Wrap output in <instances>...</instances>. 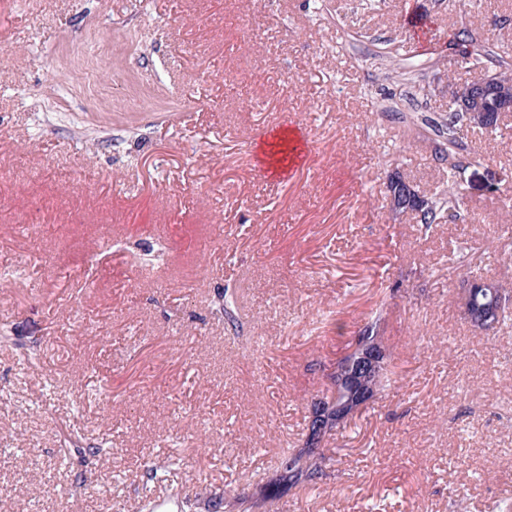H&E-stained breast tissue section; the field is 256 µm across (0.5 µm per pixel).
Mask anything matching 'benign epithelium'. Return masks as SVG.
<instances>
[{
  "mask_svg": "<svg viewBox=\"0 0 512 512\" xmlns=\"http://www.w3.org/2000/svg\"><path fill=\"white\" fill-rule=\"evenodd\" d=\"M492 85V75L484 68L475 69L472 79L462 85L453 86L448 93V107L462 112L466 104L483 95ZM486 281H472L467 288L459 291L470 322L483 330L495 326L496 314L490 307L472 310L469 305L470 293L476 288H488ZM380 324H365L351 346L348 347L327 373L331 394L313 404L310 424L327 435L350 422L375 396L366 388L364 380L378 376L388 365V354L378 336Z\"/></svg>",
  "mask_w": 512,
  "mask_h": 512,
  "instance_id": "obj_1",
  "label": "benign epithelium"
}]
</instances>
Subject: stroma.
Wrapping results in <instances>:
<instances>
[{
  "instance_id": "1",
  "label": "stroma",
  "mask_w": 512,
  "mask_h": 512,
  "mask_svg": "<svg viewBox=\"0 0 512 512\" xmlns=\"http://www.w3.org/2000/svg\"><path fill=\"white\" fill-rule=\"evenodd\" d=\"M463 29L512 55V0H0V512L512 506V316L457 296L512 289V112L465 135L459 222L386 192L448 186L420 118L473 75ZM293 123L278 179L260 144ZM377 314L384 391L316 485L264 497ZM476 288H491V286L486 281H471L466 289H459L458 295L464 305L467 318L470 322L480 329L490 330L495 326L497 312L494 314V309L490 307H480L475 310H470V293Z\"/></svg>"
}]
</instances>
